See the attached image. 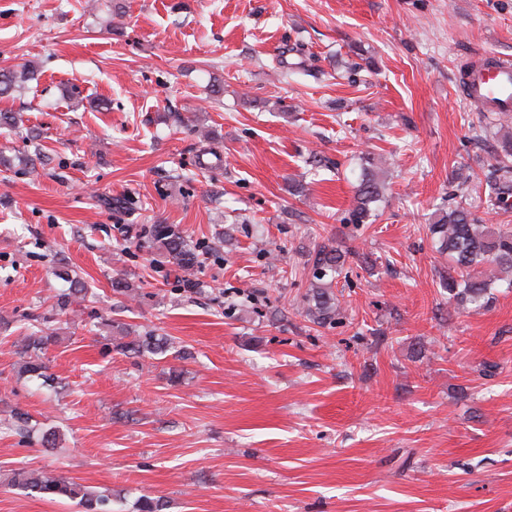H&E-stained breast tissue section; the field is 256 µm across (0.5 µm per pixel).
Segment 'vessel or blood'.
Returning <instances> with one entry per match:
<instances>
[{
    "label": "vessel or blood",
    "mask_w": 512,
    "mask_h": 512,
    "mask_svg": "<svg viewBox=\"0 0 512 512\" xmlns=\"http://www.w3.org/2000/svg\"><path fill=\"white\" fill-rule=\"evenodd\" d=\"M464 94L467 101L484 112L512 110V57L485 56L466 64Z\"/></svg>",
    "instance_id": "1"
}]
</instances>
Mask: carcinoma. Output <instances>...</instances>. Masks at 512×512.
<instances>
[{
    "mask_svg": "<svg viewBox=\"0 0 512 512\" xmlns=\"http://www.w3.org/2000/svg\"><path fill=\"white\" fill-rule=\"evenodd\" d=\"M34 78V71L27 66L21 69H0V96L9 93ZM499 130L495 163L484 173L479 192L484 194L487 207L504 211L512 207V115H496ZM385 158L373 152L361 157L362 178L358 185L355 202L349 212L352 224H367L372 217V205L379 202L385 190L380 178ZM431 241L436 251L448 257L452 273L444 279L448 290V304L457 311L479 313L493 299L492 290L498 281H506L512 287V228L490 229L484 220L459 203L439 215L429 225ZM148 237L169 263L179 271L189 274L198 266V249L190 246L180 229L174 224H151ZM346 261V253L334 244L319 245L311 254L313 279L304 296L302 313L313 324L331 326L342 323L345 311L341 307L334 288ZM86 290L82 279L71 280L70 291L58 295L56 307L62 314H72L71 296ZM56 342L54 332L39 326L31 328L18 348L20 371L31 377L46 376V353ZM116 348L137 355H164L174 351L185 358V352L175 349L174 341L167 336H118ZM10 486L26 494L49 498H67L76 502L81 512H109L108 496L99 494L80 483L48 470H20L9 481Z\"/></svg>",
    "mask_w": 512,
    "mask_h": 512,
    "instance_id": "1",
    "label": "carcinoma"
}]
</instances>
